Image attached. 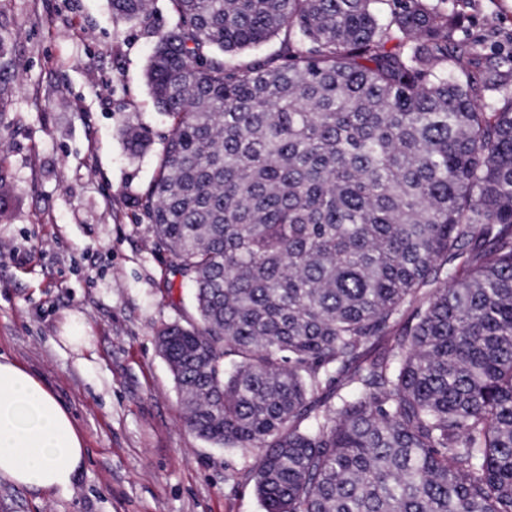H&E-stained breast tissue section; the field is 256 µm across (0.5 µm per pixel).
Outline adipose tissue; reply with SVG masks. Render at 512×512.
<instances>
[{
	"instance_id": "ef3b65f1",
	"label": "adipose tissue",
	"mask_w": 512,
	"mask_h": 512,
	"mask_svg": "<svg viewBox=\"0 0 512 512\" xmlns=\"http://www.w3.org/2000/svg\"><path fill=\"white\" fill-rule=\"evenodd\" d=\"M84 452L71 412L36 377L0 356V477L31 490L64 489Z\"/></svg>"
}]
</instances>
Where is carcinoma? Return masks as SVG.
Returning a JSON list of instances; mask_svg holds the SVG:
<instances>
[{
    "label": "carcinoma",
    "instance_id": "obj_1",
    "mask_svg": "<svg viewBox=\"0 0 512 512\" xmlns=\"http://www.w3.org/2000/svg\"><path fill=\"white\" fill-rule=\"evenodd\" d=\"M170 2L137 202L193 289L156 336L191 429L257 452L264 512H512V69L433 0Z\"/></svg>",
    "mask_w": 512,
    "mask_h": 512
}]
</instances>
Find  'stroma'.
<instances>
[{
	"label": "stroma",
	"instance_id": "35a3bbf8",
	"mask_svg": "<svg viewBox=\"0 0 512 512\" xmlns=\"http://www.w3.org/2000/svg\"><path fill=\"white\" fill-rule=\"evenodd\" d=\"M483 65L512 53V0H446ZM149 18L113 15L110 0H0V354L38 378L76 418L86 454L71 487L47 493L0 477V512H263L258 456L194 433L155 337L195 321L186 288L166 290L135 200L170 130L145 72ZM151 140L138 155L130 128ZM89 338L61 343L69 316Z\"/></svg>",
	"mask_w": 512,
	"mask_h": 512
}]
</instances>
